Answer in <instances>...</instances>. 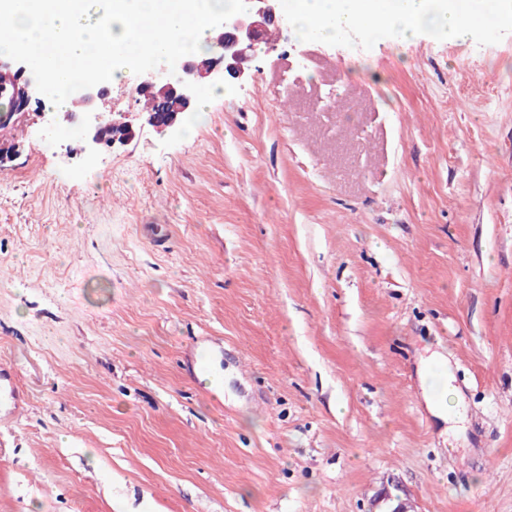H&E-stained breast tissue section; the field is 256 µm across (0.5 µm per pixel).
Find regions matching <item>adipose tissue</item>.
Returning a JSON list of instances; mask_svg holds the SVG:
<instances>
[{"label":"adipose tissue","instance_id":"1","mask_svg":"<svg viewBox=\"0 0 512 512\" xmlns=\"http://www.w3.org/2000/svg\"><path fill=\"white\" fill-rule=\"evenodd\" d=\"M223 13L224 0H53L46 7L0 0L12 33L0 52H30L55 104L66 107L86 82L126 79L148 59L208 52ZM288 22L303 40L374 43L432 34L465 41L491 31L512 35V0H291ZM74 59L80 70L71 68Z\"/></svg>","mask_w":512,"mask_h":512}]
</instances>
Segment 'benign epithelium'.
<instances>
[{
    "label": "benign epithelium",
    "instance_id": "obj_1",
    "mask_svg": "<svg viewBox=\"0 0 512 512\" xmlns=\"http://www.w3.org/2000/svg\"><path fill=\"white\" fill-rule=\"evenodd\" d=\"M286 23L280 0H249L246 9L228 12L219 19V32L214 38L216 56L199 61L173 55L151 65L138 85V92L154 95L161 107L142 116L144 123L157 132L177 129L178 115L192 109L200 82L223 85L227 81H246L250 73L239 65L242 56L273 49L266 41V32L271 27L281 30ZM39 83V76H27L21 68L15 71L14 82L0 96L8 103V108L0 112L1 127L16 116L29 114L32 89ZM60 118L66 122L80 120L85 147L90 150L98 146H126L137 134V127L124 113L109 118L100 112H64Z\"/></svg>",
    "mask_w": 512,
    "mask_h": 512
}]
</instances>
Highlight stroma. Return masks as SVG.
Returning <instances> with one entry per match:
<instances>
[{
  "label": "stroma",
  "mask_w": 512,
  "mask_h": 512,
  "mask_svg": "<svg viewBox=\"0 0 512 512\" xmlns=\"http://www.w3.org/2000/svg\"><path fill=\"white\" fill-rule=\"evenodd\" d=\"M249 72L189 132L0 138V512H512V36ZM2 394L10 402L7 413L14 415L20 408L21 403L18 398L14 374L10 369L3 366L0 369V401ZM451 395V404L449 405L446 402V398L448 395ZM433 409L435 411V415L445 420V414L447 415V421L449 418H460L461 417V400L458 396L455 388L451 386V377L448 374V379L444 384V389L440 394L434 396L432 399Z\"/></svg>",
  "instance_id": "35a3bbf8"
}]
</instances>
